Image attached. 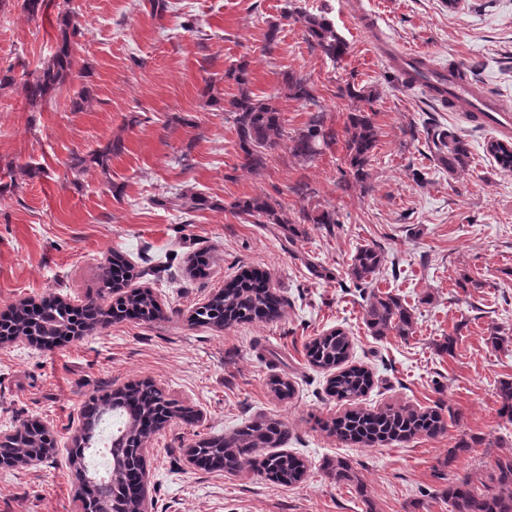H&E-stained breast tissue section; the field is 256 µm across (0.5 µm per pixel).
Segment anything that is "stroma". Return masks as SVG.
<instances>
[{"mask_svg":"<svg viewBox=\"0 0 512 512\" xmlns=\"http://www.w3.org/2000/svg\"><path fill=\"white\" fill-rule=\"evenodd\" d=\"M67 8L85 27L75 49L90 75L71 77L29 111L20 78L53 54L57 16ZM293 9L329 17L346 55L325 58L294 22L283 23L276 51L264 53L269 23ZM366 14L378 21L374 33L362 27ZM187 15L196 32L183 30ZM396 50L440 67L479 65L481 86L512 111V0H459L453 8L448 0H169L160 18L139 0H45L34 16L18 0H0V75L15 79L0 88V314L23 300L83 304L96 296L113 249L135 267L133 287L150 289L162 310L154 321L125 319L55 348L0 344V433L37 423L56 443L48 458L0 468V512H77L68 451L81 410L90 396L140 381L191 412L145 449L149 512H448L442 491L451 476L487 482L495 457L512 452V423L498 413L499 383L512 379V344L488 341L495 329L512 337V171L486 150L500 131L406 85L390 58ZM243 60L255 93L279 95L289 136L311 112L280 96L284 73L308 79L327 125L339 131L359 105L347 83L376 89L379 137L366 186L340 189V141L305 164L283 143L262 172L238 168L235 132L208 98L237 94L225 72ZM211 73L219 79L207 96ZM85 86L91 100L74 111ZM432 122L466 138V169L452 173L430 158ZM111 143L122 149L107 167L72 170L74 157ZM25 164L38 175L23 176ZM301 179L311 197L295 193ZM184 189L201 193L208 207L187 215L162 206ZM264 194L289 215L317 207L335 211L338 223L330 233L306 225L292 242L280 225L252 223L231 208ZM365 245L385 253L377 287L414 310L409 339L375 336L366 326V300L347 275ZM200 252L209 264L196 275L190 261ZM317 265L328 277H316ZM244 268L267 273L282 317L224 330L191 324L192 311ZM467 278L472 286H464ZM336 329L351 339L349 364L373 374L356 400L337 399L331 372L308 361L309 342ZM448 335L457 339L449 355L438 348ZM275 378L292 385L290 398L275 395ZM387 405L436 409L447 429L371 447L326 429L347 411ZM260 416L287 427L283 449L306 462L303 482L188 462L187 448ZM462 441L470 451L445 467ZM340 458L355 468L365 495L336 483L331 467Z\"/></svg>","mask_w":512,"mask_h":512,"instance_id":"35a3bbf8","label":"stroma"}]
</instances>
